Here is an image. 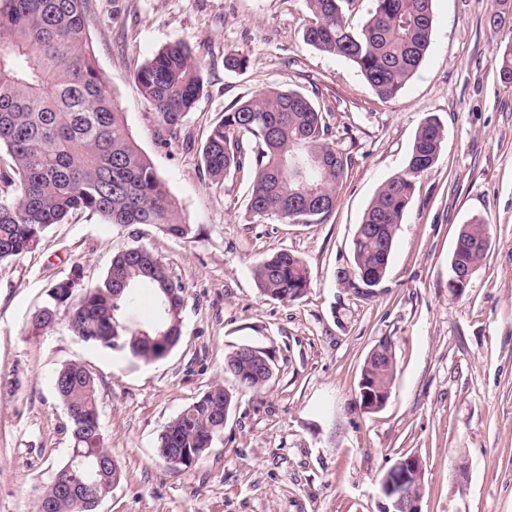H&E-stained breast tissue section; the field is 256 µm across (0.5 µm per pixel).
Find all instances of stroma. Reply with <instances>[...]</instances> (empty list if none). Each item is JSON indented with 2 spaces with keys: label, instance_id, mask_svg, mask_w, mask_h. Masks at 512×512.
<instances>
[{
  "label": "stroma",
  "instance_id": "stroma-1",
  "mask_svg": "<svg viewBox=\"0 0 512 512\" xmlns=\"http://www.w3.org/2000/svg\"><path fill=\"white\" fill-rule=\"evenodd\" d=\"M500 0H433L429 51L400 93L376 96L344 57L306 44V0H89V41L141 151L179 204L176 239L154 225L123 227L80 213L47 229L32 251L0 265V512H37L68 460V417L55 373L79 360L94 373L104 443L120 481L99 512H380L381 475L404 454L424 465L420 512H512V83L499 73L491 29ZM186 42L204 90L176 132L156 118L134 79L160 49ZM245 59L241 69L228 56ZM270 88L299 91L330 114L352 165L320 224L254 220L251 175L213 182L200 161L210 128L235 102ZM445 141L417 181L375 294L342 287L352 239L378 188L400 172L420 123ZM490 225V245L463 295L448 291L461 225ZM143 246L186 287L182 336L144 363L93 347L65 315L36 330L50 287L79 272L103 277L113 253ZM288 250L310 270L302 298L272 300L252 269ZM393 343L386 405L356 397L366 357ZM265 348L276 372L236 389L224 357ZM216 382L235 392L224 434L191 467L158 456L162 427Z\"/></svg>",
  "mask_w": 512,
  "mask_h": 512
}]
</instances>
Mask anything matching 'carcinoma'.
Wrapping results in <instances>:
<instances>
[{
	"mask_svg": "<svg viewBox=\"0 0 512 512\" xmlns=\"http://www.w3.org/2000/svg\"><path fill=\"white\" fill-rule=\"evenodd\" d=\"M355 0H306L312 16L304 40L342 56L361 72L382 99H392L421 65L431 43L433 0H371L361 29L348 26L345 6ZM88 0H0V263L34 249L43 233L78 212L100 215L109 224H155L168 235L190 239L193 225L181 222L178 203L152 160L136 145L124 113L112 100L88 42ZM500 77L512 83V39L501 56ZM136 80L160 122L175 132L203 93L201 70L190 48L175 42L138 68ZM445 130L429 116L419 125L405 167L385 181L370 202L352 240L350 288H375L384 280L397 231L412 202L417 179L438 160ZM205 172L220 182L253 169L250 215L286 223L319 224L333 212L346 180L350 157L331 139L326 113L303 94L268 89L224 111L202 146ZM489 224L479 218L462 225L452 255L478 265ZM261 295L274 300L302 297L310 272L302 258L279 250L252 269ZM154 290L156 315L130 327L125 313L138 289ZM184 286L163 261L142 246L112 258L104 277L85 288L75 274L56 283L50 303L34 315V327L55 323L65 308L70 329L84 342L119 350L151 363L165 358L182 334ZM365 360L361 372L372 394L391 391L396 374L391 341ZM271 360L263 348L247 357L233 350L224 373L241 389H260L258 369ZM57 398L70 411L73 446L38 503V512H96L120 478L118 466L97 477L94 492L61 489L71 460L110 457L103 444L96 381L80 361L62 366L53 379ZM233 393L215 385L177 413L157 436L158 448H181L196 460L224 434Z\"/></svg>",
	"mask_w": 512,
	"mask_h": 512,
	"instance_id": "obj_1",
	"label": "carcinoma"
}]
</instances>
